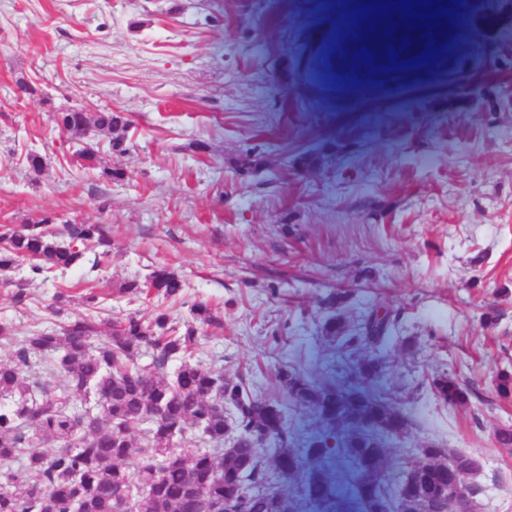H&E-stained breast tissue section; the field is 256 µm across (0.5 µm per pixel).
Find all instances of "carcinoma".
Masks as SVG:
<instances>
[{
  "mask_svg": "<svg viewBox=\"0 0 512 512\" xmlns=\"http://www.w3.org/2000/svg\"><path fill=\"white\" fill-rule=\"evenodd\" d=\"M56 123L77 137L92 128L108 138L109 150L127 151L121 112L103 110L92 122L81 110L67 109ZM48 223L45 217L3 233L0 271L27 260L31 272L48 279L61 268L100 266L104 254L87 256L88 242L102 239L98 225L67 221V240L58 242L42 229ZM124 291L154 293L173 304L183 296L181 281L166 268ZM85 302L87 314L59 331H30L16 344L14 359L0 363V512H119L129 493L137 512H195L201 497L220 506L231 499V512H270L274 490L288 498L289 512H421L428 501L446 505L438 486L421 478L403 496L402 482L390 475L389 439L406 434L410 422L382 381L383 353L396 325L387 308L352 329L336 313L324 320L322 335L335 345L345 383H319L302 366L278 372L288 402L319 423L298 435L283 407L251 394L242 378L229 379L227 390L224 372L188 361L202 339L200 328L218 325L207 306L192 305V320L182 324L165 309L150 321L136 314L102 319L100 296L92 290ZM356 345L372 353L355 358ZM145 350L152 361L143 367ZM35 359L61 374L72 393L106 397L105 416L90 418L28 374ZM432 385L450 406L469 403L470 388L452 377ZM147 420L137 445L130 427ZM192 432L216 448L191 456L172 448L174 439ZM261 434L268 436L264 447L256 442ZM421 454L481 460L441 444ZM273 481L279 484L274 490L268 488Z\"/></svg>",
  "mask_w": 512,
  "mask_h": 512,
  "instance_id": "carcinoma-1",
  "label": "carcinoma"
}]
</instances>
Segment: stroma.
Segmentation results:
<instances>
[{
    "mask_svg": "<svg viewBox=\"0 0 512 512\" xmlns=\"http://www.w3.org/2000/svg\"><path fill=\"white\" fill-rule=\"evenodd\" d=\"M445 19L428 51L361 18L338 36L326 0H0V226L52 215L51 232L74 219L111 242L95 272L0 271V323L58 328L86 314L88 287L108 318L165 307L186 322L202 302L222 325L194 361L285 403L280 369L322 379L336 364L325 295L347 292L350 320L385 302L386 382L412 419L392 478L442 443L484 459L465 478L476 512H512V452L495 441L512 425L495 391L512 372V0H457ZM322 67L338 83L314 82ZM72 106L123 113L126 152L99 143L101 169L81 168L55 123ZM318 147L328 163L302 168ZM246 152L265 169H241ZM160 266L184 281L182 303L123 293ZM442 373L472 389L468 405L436 397Z\"/></svg>",
    "mask_w": 512,
    "mask_h": 512,
    "instance_id": "1",
    "label": "stroma"
}]
</instances>
